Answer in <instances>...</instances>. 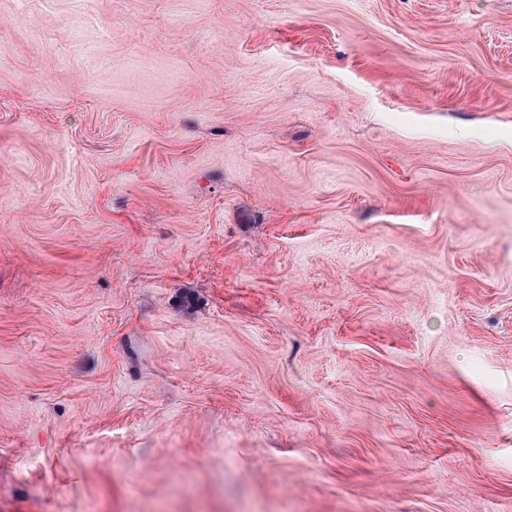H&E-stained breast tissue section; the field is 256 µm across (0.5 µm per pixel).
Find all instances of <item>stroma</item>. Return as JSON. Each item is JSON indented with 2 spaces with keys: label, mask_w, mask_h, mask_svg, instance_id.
I'll list each match as a JSON object with an SVG mask.
<instances>
[{
  "label": "stroma",
  "mask_w": 512,
  "mask_h": 512,
  "mask_svg": "<svg viewBox=\"0 0 512 512\" xmlns=\"http://www.w3.org/2000/svg\"><path fill=\"white\" fill-rule=\"evenodd\" d=\"M0 512H512V0H0Z\"/></svg>",
  "instance_id": "stroma-1"
}]
</instances>
